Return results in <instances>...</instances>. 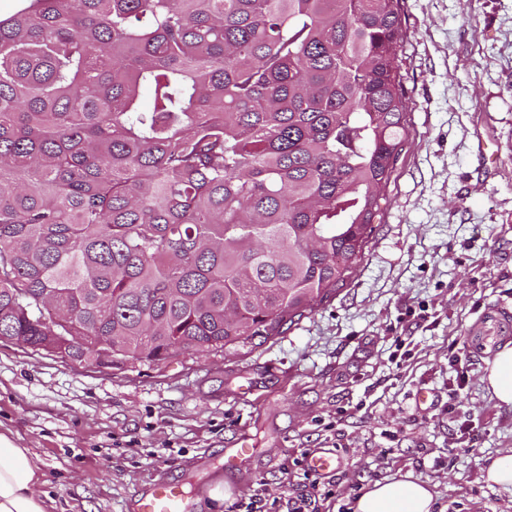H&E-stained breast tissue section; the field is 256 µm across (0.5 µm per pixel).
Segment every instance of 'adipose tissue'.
<instances>
[{"label":"adipose tissue","instance_id":"1","mask_svg":"<svg viewBox=\"0 0 512 512\" xmlns=\"http://www.w3.org/2000/svg\"><path fill=\"white\" fill-rule=\"evenodd\" d=\"M484 382L499 404L512 407V346L496 353ZM44 485L40 459L0 433V512H49L53 500ZM434 502L430 484L407 474L373 484L354 512H433Z\"/></svg>","mask_w":512,"mask_h":512}]
</instances>
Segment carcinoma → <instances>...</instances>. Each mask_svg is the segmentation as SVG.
Returning a JSON list of instances; mask_svg holds the SVG:
<instances>
[{"instance_id":"cac0c4a2","label":"carcinoma","mask_w":512,"mask_h":512,"mask_svg":"<svg viewBox=\"0 0 512 512\" xmlns=\"http://www.w3.org/2000/svg\"><path fill=\"white\" fill-rule=\"evenodd\" d=\"M19 2L1 340L156 363L263 343L346 284L406 131L401 0Z\"/></svg>"}]
</instances>
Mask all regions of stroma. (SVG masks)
<instances>
[{"label":"stroma","instance_id":"stroma-1","mask_svg":"<svg viewBox=\"0 0 512 512\" xmlns=\"http://www.w3.org/2000/svg\"><path fill=\"white\" fill-rule=\"evenodd\" d=\"M402 11L405 138L336 295L254 349L158 365L102 369L0 340V432L39 457L53 512H134L159 481L190 512L219 485L228 502L301 494L307 448L338 460L318 512L406 473L434 486V512H512V491L483 478L512 448V409L483 381L512 344V159L495 154L512 143V0ZM243 440L250 454L226 468Z\"/></svg>","mask_w":512,"mask_h":512}]
</instances>
